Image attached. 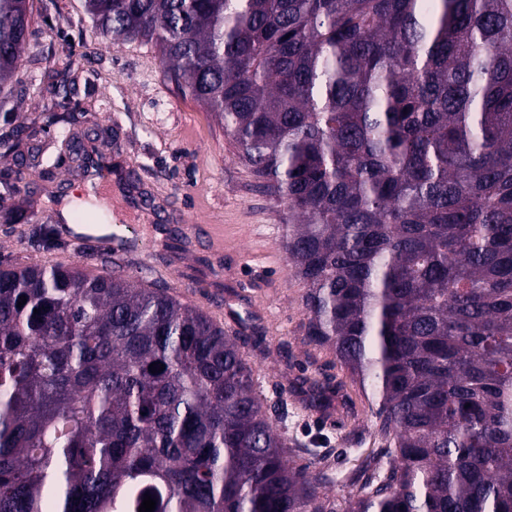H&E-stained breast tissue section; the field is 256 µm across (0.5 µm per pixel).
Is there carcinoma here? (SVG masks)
<instances>
[{
    "label": "carcinoma",
    "instance_id": "1",
    "mask_svg": "<svg viewBox=\"0 0 512 512\" xmlns=\"http://www.w3.org/2000/svg\"><path fill=\"white\" fill-rule=\"evenodd\" d=\"M20 2L0 0V85ZM84 2L103 35L155 42L287 207L303 341L387 442L349 512H512V0ZM21 220L54 233L0 213ZM287 453L238 337L199 307L109 260L0 268V512L146 493L154 512H336L320 462Z\"/></svg>",
    "mask_w": 512,
    "mask_h": 512
}]
</instances>
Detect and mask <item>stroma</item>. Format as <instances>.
Instances as JSON below:
<instances>
[{
  "label": "stroma",
  "mask_w": 512,
  "mask_h": 512,
  "mask_svg": "<svg viewBox=\"0 0 512 512\" xmlns=\"http://www.w3.org/2000/svg\"><path fill=\"white\" fill-rule=\"evenodd\" d=\"M34 22L13 82L0 92V114L35 134L49 166L27 168L18 193L0 202L36 214L54 225L62 197L88 198L50 118L63 114L60 96L73 100L75 132L87 146L111 153L121 176L112 185L111 208L122 211L137 249L121 265L133 272L151 266L155 281L182 302L200 307L222 325L237 322L248 342L243 351L255 386L268 403L277 386L301 370L339 378L328 351L310 352L302 342L305 287L293 273L280 242L287 210L265 195L237 156V148L214 112L182 94L167 72L158 47L143 38L104 36L83 0H33ZM198 226L188 237L186 226ZM0 263L77 264L95 271L94 244L80 253L52 240L35 244L27 224L0 223ZM301 392L290 394L287 431L291 461L318 449L329 496L346 512L357 492L350 476L386 443L372 426L369 403L356 384L327 395L326 421L301 408Z\"/></svg>",
  "instance_id": "obj_1"
}]
</instances>
